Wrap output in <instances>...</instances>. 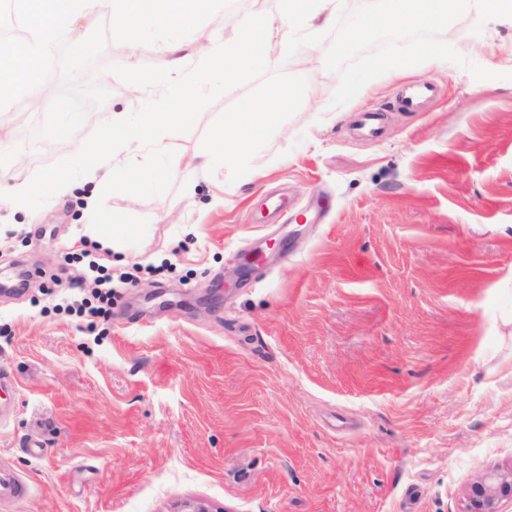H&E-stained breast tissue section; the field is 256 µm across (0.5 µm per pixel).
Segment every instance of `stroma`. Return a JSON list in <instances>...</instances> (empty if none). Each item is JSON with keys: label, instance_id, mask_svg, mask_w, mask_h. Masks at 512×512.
Listing matches in <instances>:
<instances>
[{"label": "stroma", "instance_id": "35a3bbf8", "mask_svg": "<svg viewBox=\"0 0 512 512\" xmlns=\"http://www.w3.org/2000/svg\"><path fill=\"white\" fill-rule=\"evenodd\" d=\"M280 0H235L199 34L165 44L107 40L94 65L110 96L72 139L38 135L66 85L0 110V153L23 175L80 180L106 133L121 141L122 191L0 193V463L30 486L0 512H464L471 483L512 467V20L473 33L476 8L440 41L492 71L443 60L389 71L331 107L329 41L279 47L242 68L234 93L192 94V120L156 151L137 117L182 88L200 40ZM433 82L422 111L399 105ZM298 84L274 127L232 167L203 166L224 120ZM383 112L380 136L353 129ZM122 124L109 128L112 115ZM158 188L140 189L136 169ZM134 224L124 252L100 249L114 289L95 331L58 311L94 283L72 256L89 221ZM264 253L237 278L240 253Z\"/></svg>", "mask_w": 512, "mask_h": 512}]
</instances>
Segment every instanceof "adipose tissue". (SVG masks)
<instances>
[{"label":"adipose tissue","instance_id":"1","mask_svg":"<svg viewBox=\"0 0 512 512\" xmlns=\"http://www.w3.org/2000/svg\"><path fill=\"white\" fill-rule=\"evenodd\" d=\"M336 19L334 0H282L279 18L261 13L234 18L231 34L223 43L202 46L186 89L164 91L139 115V129L149 139L160 143L169 138L176 125L188 122L192 114L185 100L189 91L212 78L224 83L225 91H232L237 83L241 65L258 66L270 52L275 38L293 43L295 36L310 29L315 23L328 26ZM223 60V68H215L216 60ZM275 108L267 101L250 104L232 118L235 133L212 141L203 154L205 165L228 163L240 151L244 142L261 138L274 116ZM9 181L10 197L16 209L28 206L33 195L46 187H53L57 194H65L69 181L58 176H45L41 181L14 172L12 164L0 165V181Z\"/></svg>","mask_w":512,"mask_h":512}]
</instances>
